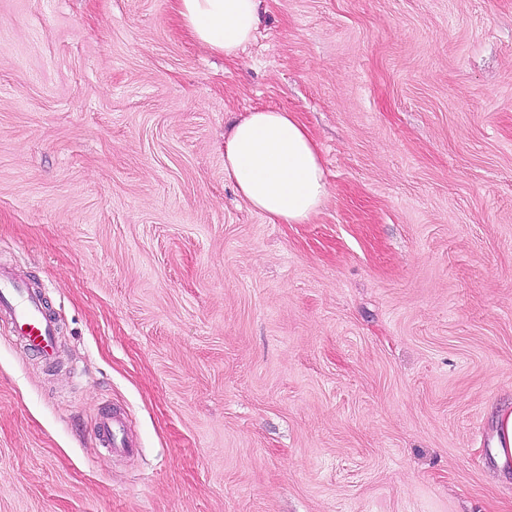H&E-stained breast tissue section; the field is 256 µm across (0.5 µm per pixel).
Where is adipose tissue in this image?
<instances>
[{"label": "adipose tissue", "mask_w": 512, "mask_h": 512, "mask_svg": "<svg viewBox=\"0 0 512 512\" xmlns=\"http://www.w3.org/2000/svg\"><path fill=\"white\" fill-rule=\"evenodd\" d=\"M188 35L211 51L236 58L261 21L259 0H173ZM224 170L241 198L280 224H303L328 189L318 146L295 113L256 109L231 127Z\"/></svg>", "instance_id": "obj_1"}]
</instances>
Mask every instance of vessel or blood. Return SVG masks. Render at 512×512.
<instances>
[{"mask_svg":"<svg viewBox=\"0 0 512 512\" xmlns=\"http://www.w3.org/2000/svg\"><path fill=\"white\" fill-rule=\"evenodd\" d=\"M6 316L12 331L45 357L54 355L53 320L46 313L40 294L0 271V316Z\"/></svg>","mask_w":512,"mask_h":512,"instance_id":"vessel-or-blood-1","label":"vessel or blood"}]
</instances>
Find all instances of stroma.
<instances>
[{
    "mask_svg": "<svg viewBox=\"0 0 512 512\" xmlns=\"http://www.w3.org/2000/svg\"><path fill=\"white\" fill-rule=\"evenodd\" d=\"M0 0V512H512V0ZM294 112L328 195L252 210L224 137ZM122 412L137 443L95 436ZM259 1L173 0V8L191 38L224 58L235 59L258 31ZM5 315L12 332L45 357L54 355L53 320L46 313L41 295L20 285L0 270V316Z\"/></svg>",
    "mask_w": 512,
    "mask_h": 512,
    "instance_id": "35a3bbf8",
    "label": "stroma"
}]
</instances>
